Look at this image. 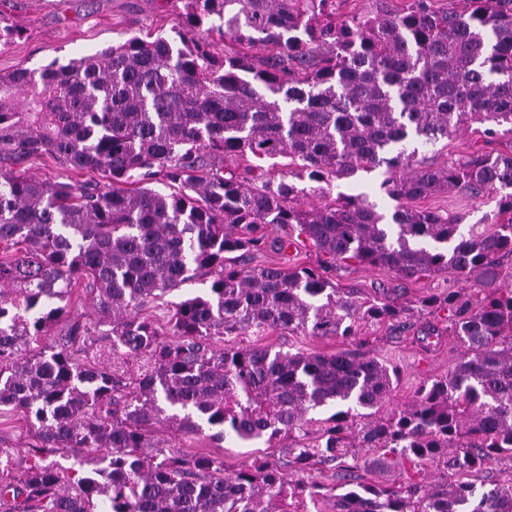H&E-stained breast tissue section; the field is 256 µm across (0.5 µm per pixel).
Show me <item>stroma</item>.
Masks as SVG:
<instances>
[{
	"instance_id": "35a3bbf8",
	"label": "stroma",
	"mask_w": 512,
	"mask_h": 512,
	"mask_svg": "<svg viewBox=\"0 0 512 512\" xmlns=\"http://www.w3.org/2000/svg\"><path fill=\"white\" fill-rule=\"evenodd\" d=\"M0 15L23 30L21 38L0 45V73L20 68L35 69L54 60L64 63L73 57L98 53L141 31L169 36L184 26L178 8H159L156 0H0ZM420 205L443 214L460 216L461 228L465 231L489 227L497 211L494 200L477 201L458 193L436 194L421 200ZM287 235L284 228L270 230V245L267 251L253 257V264L315 266L318 254L314 248L299 251L279 248V240ZM332 277L343 283L356 284L369 294L382 288L396 291L405 303L462 285L448 274L407 281L387 269L355 263L337 269ZM462 286L474 294L483 289L482 284L474 280ZM98 319L91 297L85 290H78L67 300L63 317L48 329L46 341L52 345L62 343L66 328L72 321L91 326ZM432 322L442 328L443 334L429 339L424 330ZM446 326V321H434L432 316L413 315L399 326L381 324L364 328L372 354L395 366L398 371L391 398L382 408V415H390L412 400L421 386L446 376L453 368L459 350L452 337L445 335ZM256 341L284 352L328 353L347 346L346 341L340 338L291 336L278 331L258 340L239 336L230 343L245 347ZM31 430L30 421L22 414L0 410V449L6 450L8 464L14 471L24 470L33 459ZM160 435L185 453L210 452L223 456L224 466L230 473L267 451L264 442L223 440L212 428L197 435H186L165 427Z\"/></svg>"
}]
</instances>
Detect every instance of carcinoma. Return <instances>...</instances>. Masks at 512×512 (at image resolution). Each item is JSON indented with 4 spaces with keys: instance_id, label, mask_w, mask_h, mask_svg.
I'll return each instance as SVG.
<instances>
[{
    "instance_id": "1",
    "label": "carcinoma",
    "mask_w": 512,
    "mask_h": 512,
    "mask_svg": "<svg viewBox=\"0 0 512 512\" xmlns=\"http://www.w3.org/2000/svg\"><path fill=\"white\" fill-rule=\"evenodd\" d=\"M349 0H165L188 32L134 35L95 55L0 73V407L34 426L42 456L0 474V512H512V483H477L512 455V0H406L351 11ZM239 46L217 57L213 34ZM256 44L272 54L248 53ZM479 127L472 128L473 124ZM473 130L482 145L433 168L416 143ZM49 155L103 181H51L19 166ZM288 159L299 188L260 161ZM385 168L392 223L364 194L325 187ZM457 190L504 192L498 219L462 233L456 215L408 203ZM319 196L323 201L310 203ZM298 231L319 268L235 263L264 244L259 225ZM405 279L448 273L487 287L423 299L334 283L349 262ZM188 282L203 295L172 300ZM95 294L97 328L141 358L136 383L39 342L78 286ZM161 301L174 339L143 315ZM448 314L461 356L386 418L389 367L366 352L210 349L224 336L288 331L363 346L361 325L412 311ZM334 406L319 436L310 414ZM219 428L278 454L229 474L224 458L187 455L158 435ZM372 448L367 473L408 459L443 469L425 485L326 489L317 466L350 474L347 448ZM80 448L73 479L44 453ZM298 473L295 482L286 471Z\"/></svg>"
}]
</instances>
